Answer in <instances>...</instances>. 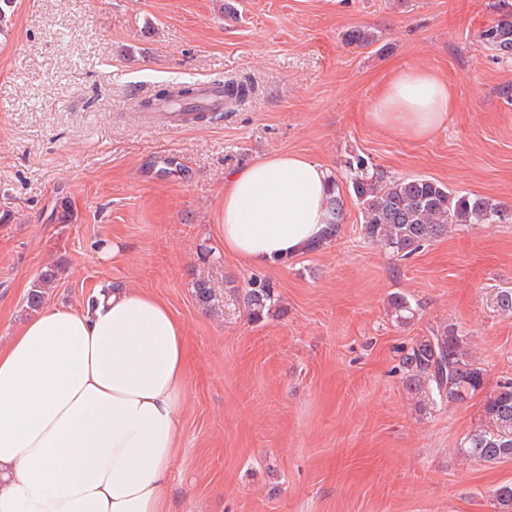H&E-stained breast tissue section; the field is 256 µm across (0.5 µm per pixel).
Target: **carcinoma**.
Instances as JSON below:
<instances>
[{"label":"carcinoma","instance_id":"cac0c4a2","mask_svg":"<svg viewBox=\"0 0 512 512\" xmlns=\"http://www.w3.org/2000/svg\"><path fill=\"white\" fill-rule=\"evenodd\" d=\"M498 17L493 25L478 34V43L501 56L512 57V0H494ZM346 40L358 48H369L379 41L373 31L354 27ZM213 83L228 90V95L213 108L202 109L198 120L213 118L224 106L247 97L251 84L243 80L217 77ZM196 95L192 85L160 89L155 98L139 102L143 112L163 100H191ZM346 184L362 206L361 233L369 243L379 246L389 256L405 259L429 242L448 234L451 224L512 223V210L486 197L453 190L422 176L395 178L360 154H348L344 162ZM330 220L326 240L338 237L344 224V202L338 181H333L328 200ZM59 277V268L41 271L29 291L26 307L36 311L43 306L45 290ZM195 299L205 311L219 304L214 288L206 279L193 285ZM273 289L261 278L248 280L242 302L249 319L258 322L273 308ZM391 317L409 324L418 315V306L396 293L388 300ZM399 370L402 383L419 412L428 413L445 404H463L484 389L486 371L470 356L464 336L453 324L431 326L401 350ZM458 453L466 459L496 464L512 459V380L497 384L485 395L481 421L461 438ZM494 512H512V485L492 491Z\"/></svg>","mask_w":512,"mask_h":512}]
</instances>
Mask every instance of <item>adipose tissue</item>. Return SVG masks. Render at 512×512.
<instances>
[{
	"instance_id": "1",
	"label": "adipose tissue",
	"mask_w": 512,
	"mask_h": 512,
	"mask_svg": "<svg viewBox=\"0 0 512 512\" xmlns=\"http://www.w3.org/2000/svg\"><path fill=\"white\" fill-rule=\"evenodd\" d=\"M451 106L437 72L400 69L370 116L422 138ZM330 185L327 167L294 152L230 172L225 254L264 267L323 241ZM189 368L184 324L147 291L28 317L0 347V512H171Z\"/></svg>"
}]
</instances>
